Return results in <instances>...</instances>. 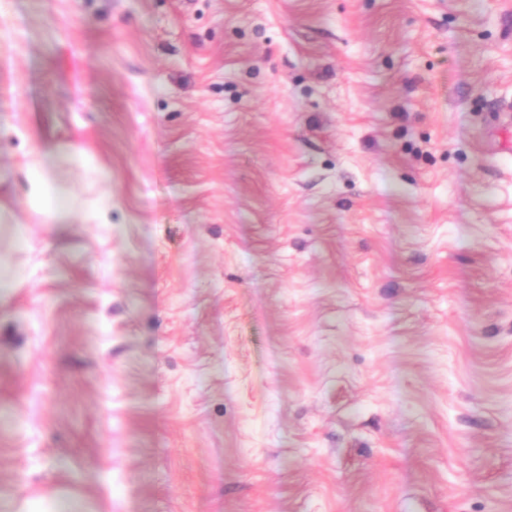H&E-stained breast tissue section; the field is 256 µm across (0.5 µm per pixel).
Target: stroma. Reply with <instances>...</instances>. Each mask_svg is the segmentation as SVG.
I'll use <instances>...</instances> for the list:
<instances>
[{
    "instance_id": "35a3bbf8",
    "label": "stroma",
    "mask_w": 512,
    "mask_h": 512,
    "mask_svg": "<svg viewBox=\"0 0 512 512\" xmlns=\"http://www.w3.org/2000/svg\"><path fill=\"white\" fill-rule=\"evenodd\" d=\"M0 512H512V0H0Z\"/></svg>"
}]
</instances>
